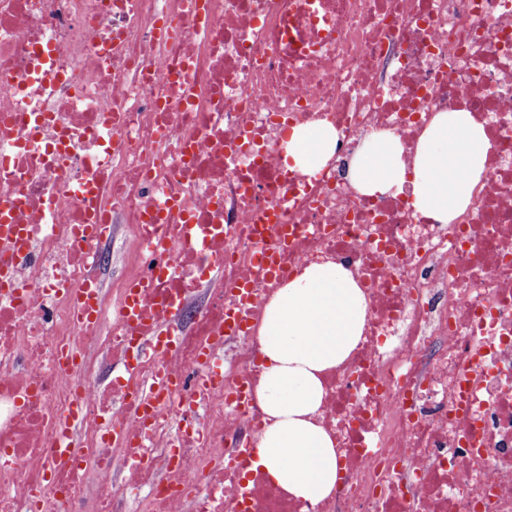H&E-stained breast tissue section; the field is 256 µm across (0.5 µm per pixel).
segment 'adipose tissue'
<instances>
[{"label":"adipose tissue","mask_w":512,"mask_h":512,"mask_svg":"<svg viewBox=\"0 0 512 512\" xmlns=\"http://www.w3.org/2000/svg\"><path fill=\"white\" fill-rule=\"evenodd\" d=\"M334 142L330 127L299 129L288 155L310 172L330 158ZM488 148L470 112H438L419 140L413 168L405 167L398 138L382 133L357 149L349 176L365 194L407 193L416 210L449 224L470 204ZM366 313L362 289L333 262L309 265L264 306L257 340L265 364L255 398L269 424L257 438L253 466L294 498L316 503L336 486V443L314 418L324 396L322 376L355 349Z\"/></svg>","instance_id":"adipose-tissue-1"}]
</instances>
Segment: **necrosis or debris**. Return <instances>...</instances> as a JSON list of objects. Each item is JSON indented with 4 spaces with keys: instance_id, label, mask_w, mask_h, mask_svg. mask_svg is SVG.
Returning <instances> with one entry per match:
<instances>
[{
    "instance_id": "1",
    "label": "necrosis or debris",
    "mask_w": 512,
    "mask_h": 512,
    "mask_svg": "<svg viewBox=\"0 0 512 512\" xmlns=\"http://www.w3.org/2000/svg\"><path fill=\"white\" fill-rule=\"evenodd\" d=\"M459 110L492 148L454 222L354 188L364 141L410 168ZM322 123L327 165L292 168L289 135ZM91 224L131 232L110 290ZM324 261L368 310L322 377L340 479L311 504L244 479L268 418L239 395L267 298ZM65 288L98 291L97 322ZM162 333L173 351L139 353ZM97 346L125 365L106 384ZM0 476V512H512V0H0Z\"/></svg>"
}]
</instances>
